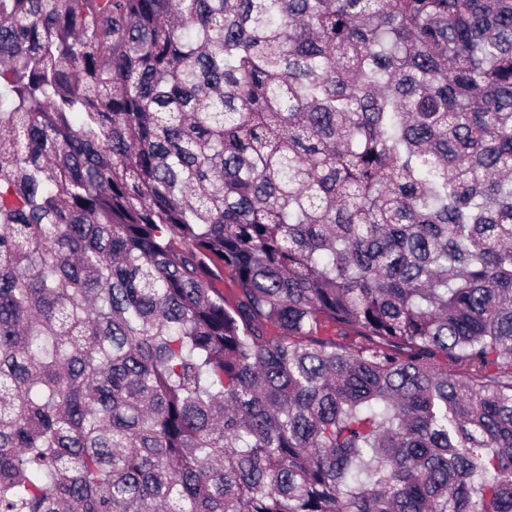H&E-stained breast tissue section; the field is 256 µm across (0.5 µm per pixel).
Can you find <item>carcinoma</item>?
<instances>
[{"instance_id": "1", "label": "carcinoma", "mask_w": 512, "mask_h": 512, "mask_svg": "<svg viewBox=\"0 0 512 512\" xmlns=\"http://www.w3.org/2000/svg\"><path fill=\"white\" fill-rule=\"evenodd\" d=\"M0 512H512V0H0Z\"/></svg>"}]
</instances>
